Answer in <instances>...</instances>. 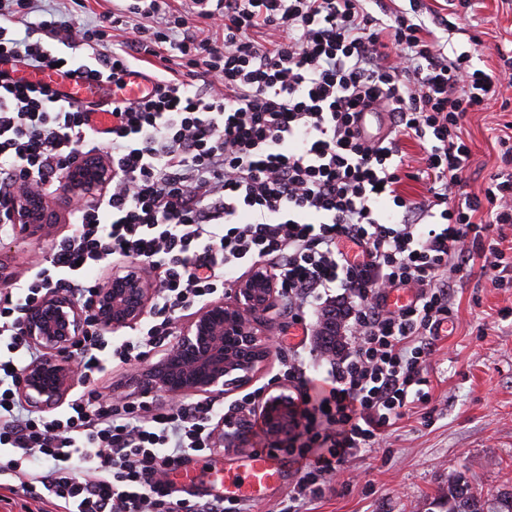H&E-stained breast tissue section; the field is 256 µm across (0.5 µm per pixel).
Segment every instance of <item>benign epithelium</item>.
Masks as SVG:
<instances>
[{
    "label": "benign epithelium",
    "mask_w": 512,
    "mask_h": 512,
    "mask_svg": "<svg viewBox=\"0 0 512 512\" xmlns=\"http://www.w3.org/2000/svg\"><path fill=\"white\" fill-rule=\"evenodd\" d=\"M112 179V167L97 155H79L65 170L54 194L43 198L18 187L0 203L12 221L11 234L40 237L51 233L61 213L93 197ZM156 284L141 264L115 270L105 277L93 307V319L113 334L136 327L156 296ZM278 282L262 264L236 281L232 297L207 303L180 325L161 356L138 369L133 383L148 395L170 398L199 395L220 399L248 387L268 360L272 344L258 329L259 318L274 307ZM86 309L65 291H50L27 308L25 338L42 351L18 382L19 398L38 411L61 405L81 376L72 352L86 328ZM295 399L288 388L268 392L257 409L266 433L285 436L295 421Z\"/></svg>",
    "instance_id": "benign-epithelium-1"
}]
</instances>
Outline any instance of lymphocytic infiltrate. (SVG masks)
Listing matches in <instances>:
<instances>
[{"label":"lymphocytic infiltrate","mask_w":512,"mask_h":512,"mask_svg":"<svg viewBox=\"0 0 512 512\" xmlns=\"http://www.w3.org/2000/svg\"><path fill=\"white\" fill-rule=\"evenodd\" d=\"M126 0L84 23L36 12L34 0H0V185L52 193L77 155L105 154L112 181L70 213L71 234L45 262L0 292V488L17 483L42 512H248L243 499L176 497L173 477L214 446L213 422L254 414L262 389L228 408L208 400L131 401L95 385L102 360L133 365L168 344L177 319L200 310L255 264L277 278L294 325L332 313L349 343L308 361L288 348L282 376L299 411L275 446L295 457L298 479L278 512H305L345 462L374 447L430 399L425 365L454 319L449 282L482 258L511 282L502 231L512 225V146L482 195L466 190V113L512 85V50L488 73L448 57L424 0L377 17L365 0ZM130 37L114 40L124 20ZM268 31L257 42V30ZM151 91L126 102L140 63ZM22 63L69 79L108 83L112 103H76L60 89L19 82ZM388 114L383 142L361 141L360 107ZM424 146L416 163L403 140ZM425 182L427 199L399 190ZM488 212L491 224L475 223ZM135 258L159 283L136 333L107 342L95 322L74 354L86 386L56 415L25 407L23 370L37 358L23 336L26 308L50 289L92 309L93 268ZM405 305L391 308V293ZM51 469L42 472L41 461Z\"/></svg>","instance_id":"lymphocytic-infiltrate-1"}]
</instances>
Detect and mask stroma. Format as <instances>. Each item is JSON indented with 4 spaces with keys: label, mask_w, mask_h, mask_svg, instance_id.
<instances>
[{
    "label": "stroma",
    "mask_w": 512,
    "mask_h": 512,
    "mask_svg": "<svg viewBox=\"0 0 512 512\" xmlns=\"http://www.w3.org/2000/svg\"><path fill=\"white\" fill-rule=\"evenodd\" d=\"M447 39L449 57L468 55L475 68L497 69V48L512 47V0H469ZM462 131L471 148L467 189L479 195L502 166L500 140L512 132V87L501 88L487 110L468 113ZM71 229L63 219L52 235L0 246L22 261L41 263ZM450 290L458 317L424 372L433 425L424 426L416 415L403 420L396 432L351 458L334 490L312 503L309 512H438L432 501L447 495L448 478L456 474L485 490L512 488V288L495 287L477 259L470 276L453 281ZM261 329L280 348L254 379L257 387L278 373L282 346L299 341L316 346L290 326L280 303L264 317ZM251 453L248 447L214 449L194 458L173 481L201 496L216 495V475L243 469ZM278 463L280 480L248 499L254 512H274L297 480L292 458L280 455Z\"/></svg>",
    "instance_id": "stroma-1"
}]
</instances>
